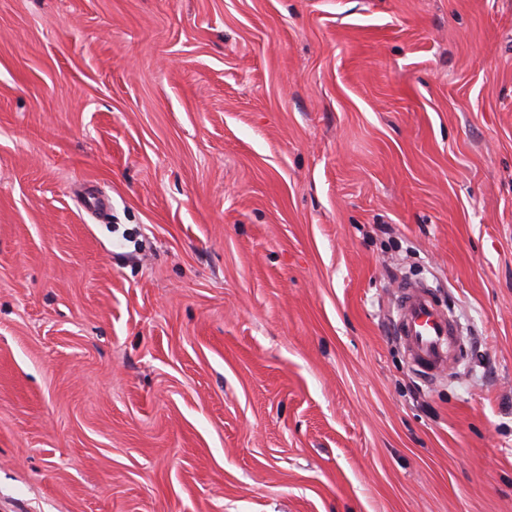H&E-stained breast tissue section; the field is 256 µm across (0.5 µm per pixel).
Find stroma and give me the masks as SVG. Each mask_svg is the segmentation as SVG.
Segmentation results:
<instances>
[{
    "label": "stroma",
    "instance_id": "obj_1",
    "mask_svg": "<svg viewBox=\"0 0 512 512\" xmlns=\"http://www.w3.org/2000/svg\"><path fill=\"white\" fill-rule=\"evenodd\" d=\"M0 512H512V0H0ZM394 332L419 375L434 379L448 369L459 337L431 288L404 283L396 289Z\"/></svg>",
    "mask_w": 512,
    "mask_h": 512
}]
</instances>
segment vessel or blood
I'll use <instances>...</instances> for the list:
<instances>
[{"label":"vessel or blood","instance_id":"vessel-or-blood-1","mask_svg":"<svg viewBox=\"0 0 512 512\" xmlns=\"http://www.w3.org/2000/svg\"><path fill=\"white\" fill-rule=\"evenodd\" d=\"M394 332L414 371L433 379L445 372L459 338L431 288L404 283L396 290Z\"/></svg>","mask_w":512,"mask_h":512}]
</instances>
